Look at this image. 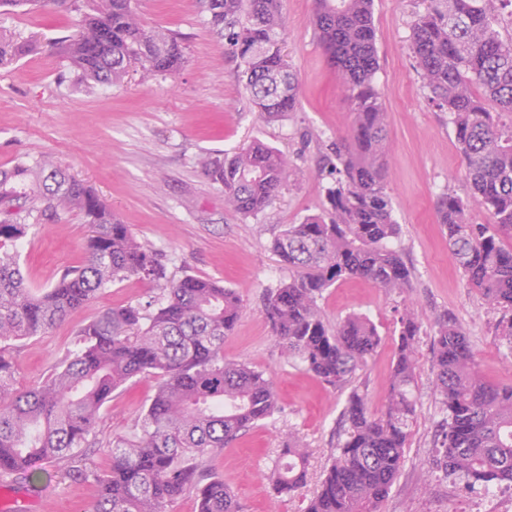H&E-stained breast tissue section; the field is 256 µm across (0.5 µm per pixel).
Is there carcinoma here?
<instances>
[{"label":"carcinoma","mask_w":512,"mask_h":512,"mask_svg":"<svg viewBox=\"0 0 512 512\" xmlns=\"http://www.w3.org/2000/svg\"><path fill=\"white\" fill-rule=\"evenodd\" d=\"M427 0L411 24L410 50L429 100L448 112L466 167L464 195L444 192L435 213L448 250L469 288L487 309L502 313L501 335L512 354V37L498 30L494 2ZM209 24L224 33L242 69L239 79L268 118L295 109L298 81L284 62L282 0H207ZM315 34L345 92L349 135L331 144L336 179L322 210L275 236L271 251L290 272L267 293L263 315L275 339L328 385L341 387L380 343L376 324L350 314L330 328L318 300L345 278L387 291L411 287V270L390 246L400 234L387 192V112L375 84L379 66L372 0H316ZM73 63L97 84L122 79L131 63L147 73L184 63L180 38L145 29L131 0H91L79 30L66 40ZM28 51L0 33V66ZM201 168L224 186L234 212L266 210L288 181L280 150L255 140ZM488 215L472 220L473 207ZM78 213L91 229L87 259L47 288L25 282L17 244L43 216ZM0 339L35 337L79 312L108 285L128 278L165 281L156 310L133 305L103 310L78 331V348L43 384L19 390L13 358L0 349V476L35 481L45 466L67 464L69 475L94 491L89 512H167L186 494L198 512H239L234 494L207 462L278 409L272 384L244 362L224 359V339L243 313L239 296L210 278H170L155 251L85 183L53 162L0 170ZM385 409L367 411L350 393L342 413L344 439L305 512H380L405 462L417 417L415 344L422 323L404 311ZM434 386L442 419L432 466L443 477L478 490L512 488V385L487 382L477 370L470 336L453 313L435 320ZM158 385L139 418V432L105 449V471H91L81 448L95 434L112 394L136 378ZM270 479L279 494L305 486L307 456L288 443Z\"/></svg>","instance_id":"cac0c4a2"}]
</instances>
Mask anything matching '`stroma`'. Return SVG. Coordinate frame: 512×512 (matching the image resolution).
<instances>
[{
    "label": "stroma",
    "instance_id": "1",
    "mask_svg": "<svg viewBox=\"0 0 512 512\" xmlns=\"http://www.w3.org/2000/svg\"><path fill=\"white\" fill-rule=\"evenodd\" d=\"M145 27L177 33L186 61L173 73L144 75L131 68L118 84L87 83L62 51L74 35L87 0H49L36 13L0 8V32L27 44L28 53L0 67V167L49 158L90 185L122 223L156 251L175 277L214 278L233 289L244 305L224 355L247 363L270 379L280 411L238 437L210 463L235 494L240 512H303L301 499L277 496L268 474L289 437L308 445V491H316L339 436L351 390L371 412L385 408L391 365L398 343L397 320L404 310L418 315L416 344L419 417L405 450V463L381 512H470L473 495L439 477L429 460L440 418L432 385L434 321L453 312L467 331L486 380L512 384V361L487 312L467 288L448 251V239L434 213L446 191L464 193L465 169L447 113L426 98L410 52L411 22L422 0H373L379 69L376 86L388 116L387 190L401 226L393 245L412 272L404 293L387 292L363 279L338 281L319 302L328 325L351 313L369 317L381 342L351 385L334 388L288 360L272 336L262 307L267 292L289 272L270 251V240L288 224L319 213L333 180L328 146L349 131L351 115L311 25L315 0H283L287 63L295 71L298 106L278 120L253 106L238 81L239 59L229 41L208 23L203 0H133ZM285 153L293 169L273 203L255 217L224 204V189L201 170L202 156H221L252 139ZM89 228L75 213L40 220L18 249L35 287L51 285L69 267L83 264ZM159 283L130 278L112 284L68 321L45 334L6 341L16 385L45 381L74 347L77 329L114 305L153 308L162 298ZM157 387L152 377L128 383L113 394L96 434L84 450L88 465L107 468L103 442L132 436L143 405ZM31 500L0 504V512H86L90 486L67 477L53 463L30 493Z\"/></svg>",
    "mask_w": 512,
    "mask_h": 512
}]
</instances>
